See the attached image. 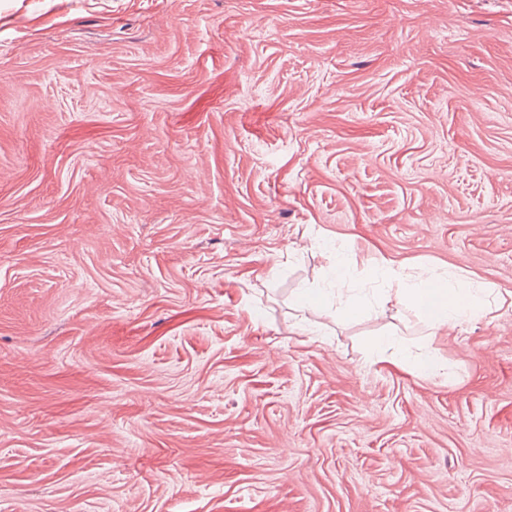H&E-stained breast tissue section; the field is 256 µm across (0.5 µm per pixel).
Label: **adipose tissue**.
I'll use <instances>...</instances> for the list:
<instances>
[{
	"instance_id": "obj_1",
	"label": "adipose tissue",
	"mask_w": 512,
	"mask_h": 512,
	"mask_svg": "<svg viewBox=\"0 0 512 512\" xmlns=\"http://www.w3.org/2000/svg\"><path fill=\"white\" fill-rule=\"evenodd\" d=\"M374 276L383 283L377 295L354 294L349 260L345 256H337L336 265L331 270L332 287L341 301L336 308L337 316H353L367 309L374 310L395 297L410 305L430 328L453 329L490 310L487 289L473 283L462 269L412 276L384 262L376 267Z\"/></svg>"
}]
</instances>
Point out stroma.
Segmentation results:
<instances>
[{"instance_id":"stroma-1","label":"stroma","mask_w":512,"mask_h":512,"mask_svg":"<svg viewBox=\"0 0 512 512\" xmlns=\"http://www.w3.org/2000/svg\"><path fill=\"white\" fill-rule=\"evenodd\" d=\"M0 512H512V0H0ZM348 268V258L337 254L336 265L331 270L333 288L330 289L336 292L340 304L344 298L346 301L336 307V317L357 315L365 309L377 312V307L390 301L391 290L399 302L410 305L431 329L461 327L490 312L488 289L473 283L463 269L412 276L383 261L376 267L374 276L390 288H380L371 300L366 294H351L353 281ZM394 285L396 288H392Z\"/></svg>"}]
</instances>
